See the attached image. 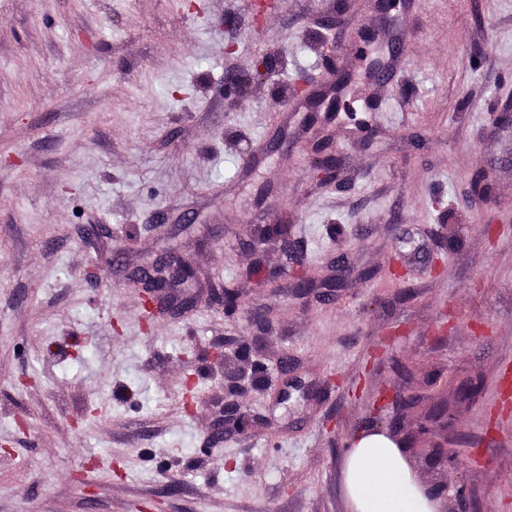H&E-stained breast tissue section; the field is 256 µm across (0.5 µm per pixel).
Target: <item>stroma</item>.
<instances>
[{
    "instance_id": "stroma-1",
    "label": "stroma",
    "mask_w": 512,
    "mask_h": 512,
    "mask_svg": "<svg viewBox=\"0 0 512 512\" xmlns=\"http://www.w3.org/2000/svg\"><path fill=\"white\" fill-rule=\"evenodd\" d=\"M274 3L258 26L252 0H0V512H348L369 428L441 512H512V0H402L386 25L378 0ZM279 223L310 294L247 276ZM172 248L196 301L147 315L123 274ZM233 381L250 426L218 439ZM448 438L464 456L432 455ZM364 47L360 50V61L364 66V74L367 79L377 81L382 76L384 69V61L381 57L376 55V51L368 49L371 44V40H364ZM321 152V148L313 152V175L325 184L335 182L337 179L336 164L330 156H323Z\"/></svg>"
}]
</instances>
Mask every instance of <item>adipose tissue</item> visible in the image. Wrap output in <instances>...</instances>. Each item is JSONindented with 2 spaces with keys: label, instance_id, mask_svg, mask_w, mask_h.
<instances>
[{
  "label": "adipose tissue",
  "instance_id": "adipose-tissue-1",
  "mask_svg": "<svg viewBox=\"0 0 512 512\" xmlns=\"http://www.w3.org/2000/svg\"><path fill=\"white\" fill-rule=\"evenodd\" d=\"M342 485L349 512H439L438 498L379 430L357 436L344 459Z\"/></svg>",
  "mask_w": 512,
  "mask_h": 512
}]
</instances>
